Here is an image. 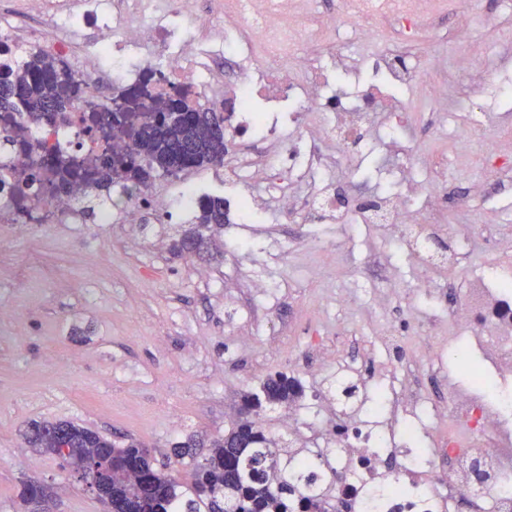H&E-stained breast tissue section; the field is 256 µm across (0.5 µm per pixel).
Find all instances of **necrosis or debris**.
<instances>
[{"mask_svg":"<svg viewBox=\"0 0 512 512\" xmlns=\"http://www.w3.org/2000/svg\"><path fill=\"white\" fill-rule=\"evenodd\" d=\"M312 0H216L203 12L198 0H135L132 14L113 11L110 21L99 19V0H85L82 13L46 16L45 23L59 38L45 39L38 27L18 34L0 27V66L16 69L20 56L45 50L86 88L78 111L66 122L31 128L30 139L47 144H87L81 122L83 111L112 104L105 86L116 87L141 71L159 66L168 79L191 88L204 98H219L224 130L237 143L230 166L233 181L247 193L227 203L229 216L244 219L263 207L280 221L311 224L322 217L340 224H373L383 237L385 261L366 259L354 267L359 278L377 268L388 269L389 256H406L412 283L388 274L381 298L396 295L409 300L431 293L436 273L461 267L469 253L471 236L462 229L448 234L444 250L419 251L415 241L422 230L439 224L443 209L467 215L478 196L497 188V161L512 127L499 128L484 139L472 120L470 88L449 94L438 58L421 60L413 45L425 37L446 10L445 0H336L333 12L311 7ZM176 9L186 28L224 29L223 70L201 60L196 41L172 40L161 14ZM92 28L94 49L82 59L73 57V40ZM359 41L385 39L386 44L362 64L353 63L337 47V31ZM428 79L436 110L467 117L463 139L481 141L474 157L490 179L481 193L457 185L447 207H440L438 190L421 171L424 162L414 138L403 135V114L411 104L399 93ZM271 104L287 102L294 120L289 133L256 138L252 129L267 120L249 110L245 99ZM386 113V128L375 118ZM388 157L402 174L400 186L367 188L343 196L335 188L338 175L355 167L367 150ZM150 190H120L99 212L102 224H134L143 209L154 204ZM19 214L6 194H0L1 224H77L81 217L64 198L41 196ZM488 268L467 280L464 293L450 292L448 323L456 347L471 333L482 336L483 367H471L460 357H449L448 395L425 391L419 380L392 385L377 409L353 414L337 412L335 420L312 422L308 431L314 447L304 449L319 463V480L330 489L326 505L335 512H512V230H500L488 241ZM444 433L433 434L439 421ZM434 445L421 447L426 434ZM480 460L482 481H474L471 464Z\"/></svg>","mask_w":512,"mask_h":512,"instance_id":"obj_1","label":"necrosis or debris"}]
</instances>
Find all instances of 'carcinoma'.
<instances>
[{
    "label": "carcinoma",
    "mask_w": 512,
    "mask_h": 512,
    "mask_svg": "<svg viewBox=\"0 0 512 512\" xmlns=\"http://www.w3.org/2000/svg\"><path fill=\"white\" fill-rule=\"evenodd\" d=\"M156 83L148 71L121 87L117 107L93 112L88 131L108 138L114 134L121 142L105 145L98 138V153L81 155L58 145L35 146L28 138L30 128L66 119L85 95L80 83L62 73L44 51L26 54L15 73L0 71V138L31 158L24 177L0 179L9 200L25 209L34 194L67 195L75 187L83 188L86 198L98 197L118 184L148 187L174 166L194 170L221 163L228 145L212 136L211 126L224 119L223 113L175 83L166 95H158ZM173 112H189L193 121H171L167 114ZM198 207L195 226L173 245L180 254L189 252L188 236L204 234L209 241L227 222L224 198L203 196ZM302 394L300 383L284 373L244 392L239 421L210 442L208 454L193 463L183 481L156 468L144 445L132 441L120 446L69 420L33 423L29 443L48 454L55 447L49 432L65 429L72 460L96 458L81 479L101 480L98 497L111 501L112 512H288L283 496L290 491L288 470L296 457L288 440L271 436L256 416L267 404H288ZM271 472L279 474L275 483Z\"/></svg>",
    "instance_id": "carcinoma-1"
}]
</instances>
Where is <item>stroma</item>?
<instances>
[{"label":"stroma","mask_w":512,"mask_h":512,"mask_svg":"<svg viewBox=\"0 0 512 512\" xmlns=\"http://www.w3.org/2000/svg\"><path fill=\"white\" fill-rule=\"evenodd\" d=\"M483 2L496 10L497 25L472 32L466 65L455 62V17L441 18L433 40L416 47L449 63V88L477 71L491 77L512 70V9ZM416 135L428 180L453 168L463 181L483 182L468 162L479 143L464 152L426 128ZM105 203L82 201L79 224H0V308L9 312L0 319V512H24L19 493L32 479L48 487L51 512H104L96 493L30 447L31 422L70 420L113 440L133 438L151 449L156 465L173 463L184 474L190 462L175 460L173 444L223 436L241 394L287 372L284 350L305 344L312 329L330 364L303 376L306 396H323L349 413L361 409L397 376L393 350L376 344L373 331L390 323L411 349L414 322L447 306L456 280L440 270L433 294L380 306L377 288L358 287L348 273L382 246L371 226L317 225L323 239H355L338 270L317 275L315 256L296 245L300 225L275 223L272 215L225 225L207 252L177 256L171 244L184 222L157 207L138 224H100ZM444 222L473 224L464 271L483 268L491 229L485 212L466 219L448 210ZM201 270L209 279L198 278ZM257 277L277 288L250 314L241 286ZM343 296L358 298L359 306L337 307Z\"/></svg>","instance_id":"obj_1"}]
</instances>
